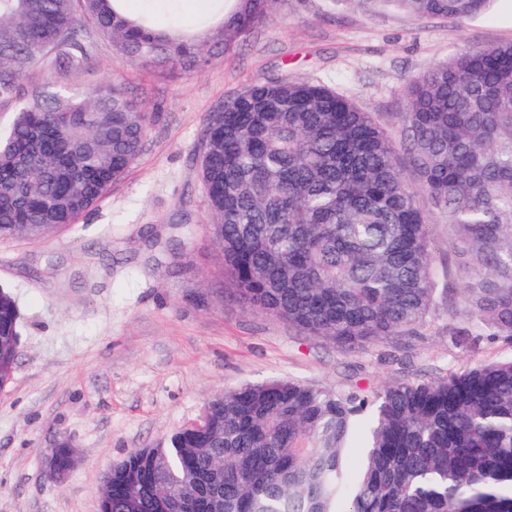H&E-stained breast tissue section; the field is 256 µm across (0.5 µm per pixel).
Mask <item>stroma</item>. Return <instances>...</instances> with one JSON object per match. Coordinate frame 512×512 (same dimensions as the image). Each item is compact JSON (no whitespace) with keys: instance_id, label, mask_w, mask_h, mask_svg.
Returning <instances> with one entry per match:
<instances>
[{"instance_id":"stroma-1","label":"stroma","mask_w":512,"mask_h":512,"mask_svg":"<svg viewBox=\"0 0 512 512\" xmlns=\"http://www.w3.org/2000/svg\"><path fill=\"white\" fill-rule=\"evenodd\" d=\"M512 41V0L459 23L391 0H273L268 18L197 71H143L103 41L70 80L118 81L151 125L127 174L73 226L0 240V288L21 313L19 357L0 389V512H98L106 469L163 444L214 394L292 379L341 394L428 379L484 358L448 343V315L392 344L342 349L250 307L224 274L200 174L206 119L251 81L331 86L400 137L406 85L471 47ZM80 453L64 482L45 461L57 435Z\"/></svg>"}]
</instances>
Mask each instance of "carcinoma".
<instances>
[{
	"mask_svg": "<svg viewBox=\"0 0 512 512\" xmlns=\"http://www.w3.org/2000/svg\"><path fill=\"white\" fill-rule=\"evenodd\" d=\"M462 22L489 0H392ZM236 0L164 30L110 0H0V104L31 69L51 81L109 41L132 66L189 71L267 17ZM151 121L120 83L84 95L34 90L0 137V239L68 226L122 179ZM395 140L331 88L255 81L211 113L200 167L210 236L239 297L301 333L355 349L414 336L448 301V338L512 341V42L469 48L409 81ZM35 152L40 167L23 162ZM448 224L454 274L439 285L427 211ZM20 313L0 289V388L13 375ZM210 428H182L154 467L112 465L104 512H512V360L341 395L290 379L243 384L206 403ZM367 464L343 465L355 416ZM139 472L132 488L125 470Z\"/></svg>",
	"mask_w": 512,
	"mask_h": 512,
	"instance_id": "obj_1",
	"label": "carcinoma"
}]
</instances>
